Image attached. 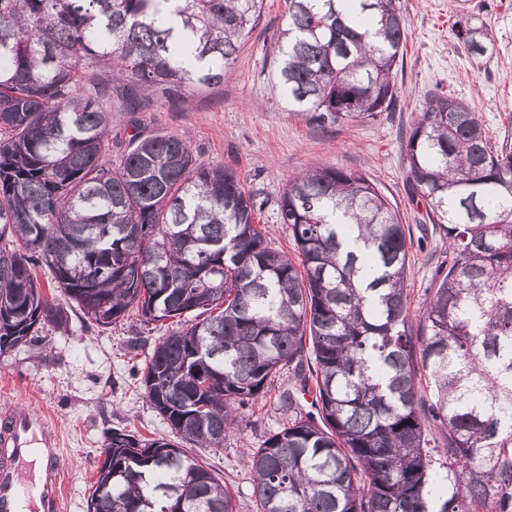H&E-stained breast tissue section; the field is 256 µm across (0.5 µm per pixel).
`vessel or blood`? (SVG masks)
<instances>
[{
    "mask_svg": "<svg viewBox=\"0 0 512 512\" xmlns=\"http://www.w3.org/2000/svg\"><path fill=\"white\" fill-rule=\"evenodd\" d=\"M57 424L26 405L0 410V512H61Z\"/></svg>",
    "mask_w": 512,
    "mask_h": 512,
    "instance_id": "vessel-or-blood-1",
    "label": "vessel or blood"
}]
</instances>
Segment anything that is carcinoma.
Instances as JSON below:
<instances>
[{
	"label": "carcinoma",
	"instance_id": "carcinoma-1",
	"mask_svg": "<svg viewBox=\"0 0 512 512\" xmlns=\"http://www.w3.org/2000/svg\"><path fill=\"white\" fill-rule=\"evenodd\" d=\"M288 0L277 90L309 123L397 100L400 0ZM264 0H0V353L68 327L33 272L108 326L133 309L181 329L140 387L174 439L114 431L89 512H236L182 442L222 448L294 366L287 423L247 456L258 512H512V151L466 102L433 94L402 138L414 195L451 260L418 318L411 234L365 173L324 165L277 205L303 270L255 224L263 203L184 137L109 163L112 112L217 88ZM488 49L478 17L454 25ZM309 359H303L305 350ZM311 393L319 414L301 410Z\"/></svg>",
	"mask_w": 512,
	"mask_h": 512
}]
</instances>
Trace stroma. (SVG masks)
I'll use <instances>...</instances> for the list:
<instances>
[{
    "label": "stroma",
    "instance_id": "obj_1",
    "mask_svg": "<svg viewBox=\"0 0 512 512\" xmlns=\"http://www.w3.org/2000/svg\"><path fill=\"white\" fill-rule=\"evenodd\" d=\"M407 39L397 73L394 112L377 120L324 130L289 112L275 92L277 34L286 19L285 0H265L262 20L243 41L223 86L182 94L176 104L151 103L141 118L147 132L190 136L199 162L233 167L266 205L257 224L270 227L275 250L297 257L293 238L277 221V201L288 180L323 165L360 170L397 207L414 243L407 286L411 313H419L426 288L449 260L448 244L422 238L424 203L408 190L401 152L403 132L426 96L445 93L465 101L482 117L491 143L512 148V0H401ZM477 15L486 23L493 51L475 58L458 44L452 26ZM69 326L47 325L26 343L0 355V406L31 405L61 429L62 512H88L102 448L112 431L146 438L169 436L165 421L144 399L139 370L163 331L132 315L108 327L88 320L64 302ZM281 370L270 395L244 411L245 428L223 448L187 446V453L216 471L234 495L237 512H257L247 449L287 418L276 401L293 387Z\"/></svg>",
    "mask_w": 512,
    "mask_h": 512
}]
</instances>
